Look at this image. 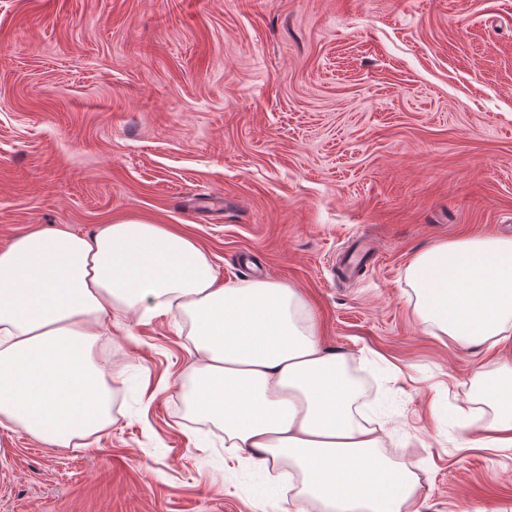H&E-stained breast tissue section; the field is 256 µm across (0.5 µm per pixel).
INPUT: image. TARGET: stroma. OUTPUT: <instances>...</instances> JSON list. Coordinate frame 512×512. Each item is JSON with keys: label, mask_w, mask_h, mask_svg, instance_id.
I'll list each match as a JSON object with an SVG mask.
<instances>
[{"label": "stroma", "mask_w": 512, "mask_h": 512, "mask_svg": "<svg viewBox=\"0 0 512 512\" xmlns=\"http://www.w3.org/2000/svg\"><path fill=\"white\" fill-rule=\"evenodd\" d=\"M124 218L192 236L219 284L300 288L383 455L422 461L418 512H512V449L463 445L492 359L406 280L433 243L512 238V0H0V246ZM188 347L178 315L113 316L112 426L0 428V512H287L170 388Z\"/></svg>", "instance_id": "stroma-1"}]
</instances>
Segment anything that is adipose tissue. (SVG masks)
<instances>
[{
  "label": "adipose tissue",
  "mask_w": 512,
  "mask_h": 512,
  "mask_svg": "<svg viewBox=\"0 0 512 512\" xmlns=\"http://www.w3.org/2000/svg\"><path fill=\"white\" fill-rule=\"evenodd\" d=\"M407 280L423 325L498 357L496 419L478 448L512 449V239L433 244ZM182 313L194 360L173 385L222 426L235 459L298 473L292 512H418L413 466L380 452L354 409L345 354L320 343L304 293L262 278L220 286L193 237L139 218L95 234L35 229L0 247V427L67 448L112 422L93 348L113 313Z\"/></svg>",
  "instance_id": "ef3b65f1"
}]
</instances>
